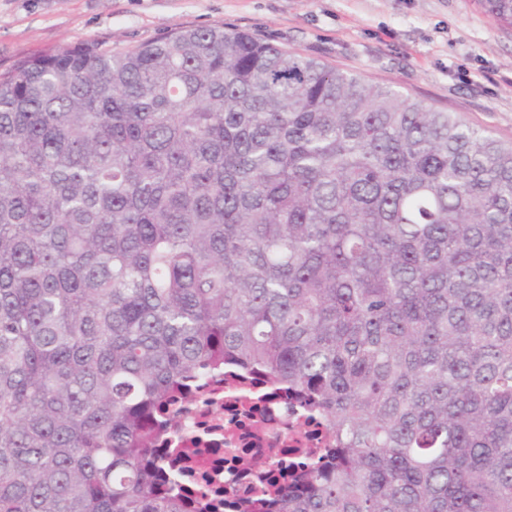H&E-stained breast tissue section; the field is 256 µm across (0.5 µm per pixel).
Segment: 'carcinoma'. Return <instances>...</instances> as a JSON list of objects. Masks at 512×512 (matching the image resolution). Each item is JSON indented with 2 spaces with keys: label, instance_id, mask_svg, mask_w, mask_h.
<instances>
[{
  "label": "carcinoma",
  "instance_id": "1",
  "mask_svg": "<svg viewBox=\"0 0 512 512\" xmlns=\"http://www.w3.org/2000/svg\"><path fill=\"white\" fill-rule=\"evenodd\" d=\"M227 361L333 437L255 512H512V142L222 25L18 59L0 512H184L156 425Z\"/></svg>",
  "mask_w": 512,
  "mask_h": 512
}]
</instances>
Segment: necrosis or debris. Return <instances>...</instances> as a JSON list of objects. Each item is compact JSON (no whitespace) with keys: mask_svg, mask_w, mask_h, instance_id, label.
Here are the masks:
<instances>
[{"mask_svg":"<svg viewBox=\"0 0 512 512\" xmlns=\"http://www.w3.org/2000/svg\"><path fill=\"white\" fill-rule=\"evenodd\" d=\"M325 439L319 423L289 413L286 393L269 390L253 370L243 384L219 375L196 379L189 405L168 420L160 445L202 451L174 476L189 512L205 498L224 512H245L259 490V477L246 460L265 458L272 450L284 467L304 451L323 447Z\"/></svg>","mask_w":512,"mask_h":512,"instance_id":"obj_1","label":"necrosis or debris"}]
</instances>
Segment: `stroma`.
I'll use <instances>...</instances> for the list:
<instances>
[{"mask_svg": "<svg viewBox=\"0 0 512 512\" xmlns=\"http://www.w3.org/2000/svg\"><path fill=\"white\" fill-rule=\"evenodd\" d=\"M215 24L401 83L512 140V29L476 0H0V72L62 46L131 49Z\"/></svg>", "mask_w": 512, "mask_h": 512, "instance_id": "stroma-1", "label": "stroma"}]
</instances>
